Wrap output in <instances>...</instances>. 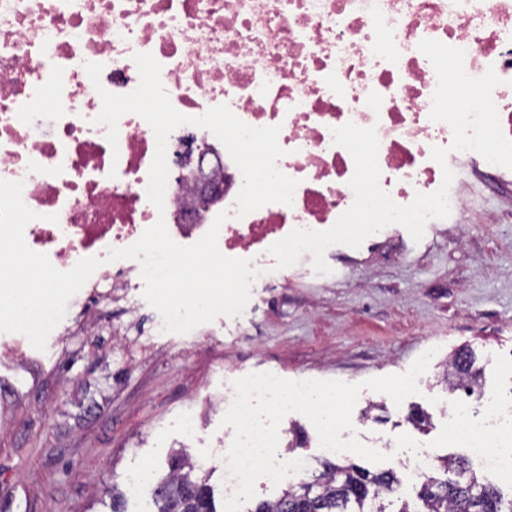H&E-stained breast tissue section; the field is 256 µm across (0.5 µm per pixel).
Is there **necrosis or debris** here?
Segmentation results:
<instances>
[{"mask_svg": "<svg viewBox=\"0 0 512 512\" xmlns=\"http://www.w3.org/2000/svg\"><path fill=\"white\" fill-rule=\"evenodd\" d=\"M425 39L463 49L469 76L495 70L502 83L492 97L512 139V0H0V179L23 181V201L38 215L24 230L27 245L60 271L100 258L86 282L95 291L139 275L138 262L106 255L157 219L182 245L210 228L215 210L186 209L190 183L168 181L164 211L148 201L156 142L143 118L123 115L114 147L96 121L99 89L137 87V53L160 63L180 113L225 104L250 126H279L286 154L277 166L298 182L292 205L229 218L218 237L224 255L263 270L271 244L296 228L329 229L354 201V162L333 143V128H375L380 185L399 205L439 187L435 146L449 149L450 167L472 160L504 174L476 152L451 150L450 126L431 120L437 78L418 49ZM89 62L103 66L100 85ZM190 133L191 166L223 176V207L234 210L238 167L211 132ZM511 412L491 399L476 422L460 402L451 429L485 470L510 480Z\"/></svg>", "mask_w": 512, "mask_h": 512, "instance_id": "4bbe7bcc", "label": "necrosis or debris"}]
</instances>
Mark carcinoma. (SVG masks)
<instances>
[{
  "instance_id": "carcinoma-1",
  "label": "carcinoma",
  "mask_w": 512,
  "mask_h": 512,
  "mask_svg": "<svg viewBox=\"0 0 512 512\" xmlns=\"http://www.w3.org/2000/svg\"><path fill=\"white\" fill-rule=\"evenodd\" d=\"M476 363L472 349L456 351L448 362V384L474 392L481 374ZM322 467L310 480L288 485L278 500L262 501L248 512H386L380 499L399 492L400 479L392 471L372 473L355 463L329 460ZM195 470L186 458L171 460L169 475L158 479L152 489L156 512H216L210 487ZM450 471L457 479L446 478ZM416 499L420 505L404 500L396 512H512V497L504 498L461 457L439 458Z\"/></svg>"
}]
</instances>
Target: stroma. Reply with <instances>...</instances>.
<instances>
[{"label": "stroma", "mask_w": 512, "mask_h": 512, "mask_svg": "<svg viewBox=\"0 0 512 512\" xmlns=\"http://www.w3.org/2000/svg\"><path fill=\"white\" fill-rule=\"evenodd\" d=\"M456 190L487 222L430 224L418 242L392 229L372 245H337L325 255L331 274L297 266L287 280L254 289L240 316L186 334L155 331L161 316L134 283L122 303L69 300L45 350L0 333V512H111L115 486L127 492L125 512H155L150 488L131 493L129 480L144 468L166 474L177 451L197 461L223 505L224 451L215 442L224 436L225 383L270 372L357 384L405 372L430 349L419 394L397 405L365 389L352 413V436L387 456L370 471L396 473L400 496L414 497L409 442L467 455L446 436L457 402L477 406L488 393L512 402V179L488 187L466 163ZM131 318L128 336L112 335ZM464 346L483 369L470 396L445 380L449 357ZM186 418L199 439L181 430ZM281 425L291 443L281 456L319 469L311 422L292 412Z\"/></svg>", "instance_id": "1"}]
</instances>
